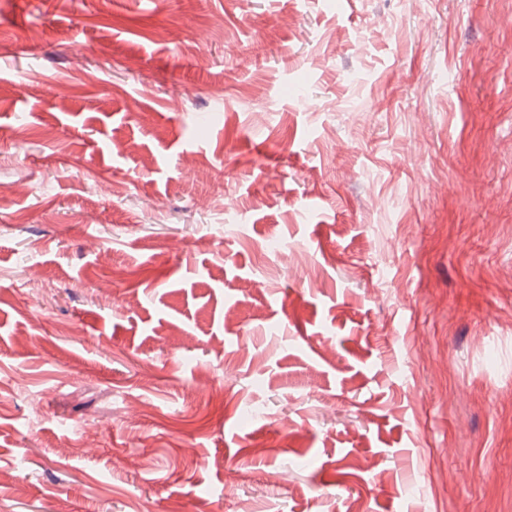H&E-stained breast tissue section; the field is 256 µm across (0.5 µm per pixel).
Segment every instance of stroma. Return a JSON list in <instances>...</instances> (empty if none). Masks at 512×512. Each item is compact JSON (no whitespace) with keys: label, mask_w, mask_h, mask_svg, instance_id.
Listing matches in <instances>:
<instances>
[{"label":"stroma","mask_w":512,"mask_h":512,"mask_svg":"<svg viewBox=\"0 0 512 512\" xmlns=\"http://www.w3.org/2000/svg\"><path fill=\"white\" fill-rule=\"evenodd\" d=\"M267 506L512 512V0H0V512Z\"/></svg>","instance_id":"obj_1"}]
</instances>
